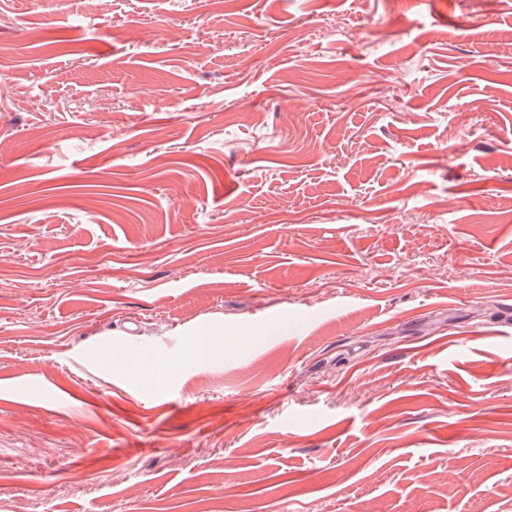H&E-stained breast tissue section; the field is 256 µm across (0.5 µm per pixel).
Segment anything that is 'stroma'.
Masks as SVG:
<instances>
[{"label": "stroma", "mask_w": 512, "mask_h": 512, "mask_svg": "<svg viewBox=\"0 0 512 512\" xmlns=\"http://www.w3.org/2000/svg\"><path fill=\"white\" fill-rule=\"evenodd\" d=\"M0 512H512V0H0Z\"/></svg>", "instance_id": "obj_1"}]
</instances>
